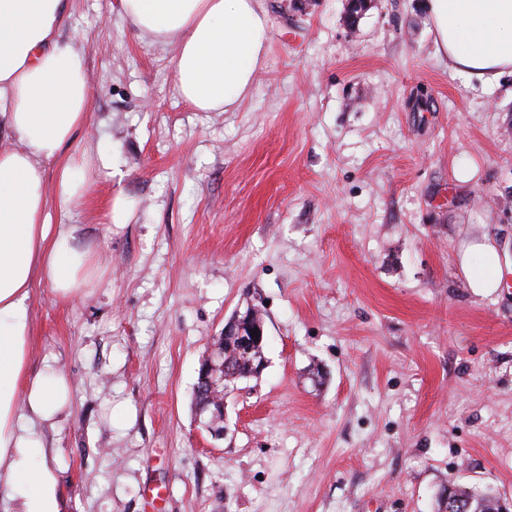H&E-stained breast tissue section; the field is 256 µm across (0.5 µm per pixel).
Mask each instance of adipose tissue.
Listing matches in <instances>:
<instances>
[{"mask_svg": "<svg viewBox=\"0 0 512 512\" xmlns=\"http://www.w3.org/2000/svg\"><path fill=\"white\" fill-rule=\"evenodd\" d=\"M139 34L175 44L177 93L200 112L234 108L251 90L271 34L260 0H119ZM438 53L458 75L484 86L512 73V0H426ZM66 0H0V126L18 145L0 150V491L15 512H61L59 481L47 466L42 426L68 413L71 384L52 366L29 370V301L48 280L64 300L97 270L94 252L53 210L80 202L86 156L71 151L87 127L89 80L83 53L63 41ZM57 166L47 195L44 162ZM480 266L460 264L472 292L492 294L503 277L490 240L469 244Z\"/></svg>", "mask_w": 512, "mask_h": 512, "instance_id": "adipose-tissue-1", "label": "adipose tissue"}]
</instances>
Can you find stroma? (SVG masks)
Here are the masks:
<instances>
[{
  "label": "stroma",
  "mask_w": 512,
  "mask_h": 512,
  "mask_svg": "<svg viewBox=\"0 0 512 512\" xmlns=\"http://www.w3.org/2000/svg\"><path fill=\"white\" fill-rule=\"evenodd\" d=\"M264 66L229 112L174 87V46L117 0H68L91 86L73 147H108L76 228L85 294L41 281L30 369L72 385L44 435L65 512H439L452 484L512 499V274L479 297L459 262L512 256V75L452 73L425 0H262ZM124 198L127 223L108 219ZM260 309L267 366L212 439L201 355ZM319 380H312V372Z\"/></svg>",
  "instance_id": "1"
}]
</instances>
